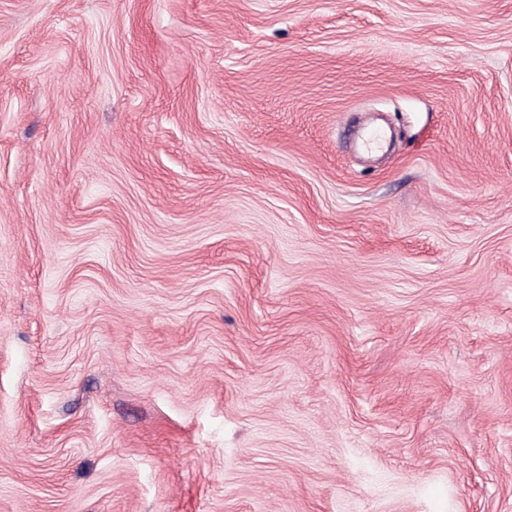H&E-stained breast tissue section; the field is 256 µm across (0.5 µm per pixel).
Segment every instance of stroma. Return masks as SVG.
Listing matches in <instances>:
<instances>
[{"mask_svg":"<svg viewBox=\"0 0 512 512\" xmlns=\"http://www.w3.org/2000/svg\"><path fill=\"white\" fill-rule=\"evenodd\" d=\"M0 512H512V0H0Z\"/></svg>","mask_w":512,"mask_h":512,"instance_id":"stroma-1","label":"stroma"}]
</instances>
